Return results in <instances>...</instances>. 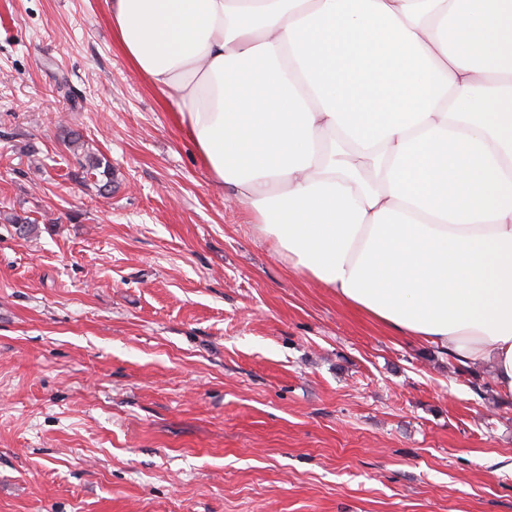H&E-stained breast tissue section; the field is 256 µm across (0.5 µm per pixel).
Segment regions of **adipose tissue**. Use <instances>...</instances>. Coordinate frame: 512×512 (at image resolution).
Wrapping results in <instances>:
<instances>
[{
	"label": "adipose tissue",
	"instance_id": "obj_1",
	"mask_svg": "<svg viewBox=\"0 0 512 512\" xmlns=\"http://www.w3.org/2000/svg\"><path fill=\"white\" fill-rule=\"evenodd\" d=\"M289 267L512 397V0H110Z\"/></svg>",
	"mask_w": 512,
	"mask_h": 512
}]
</instances>
